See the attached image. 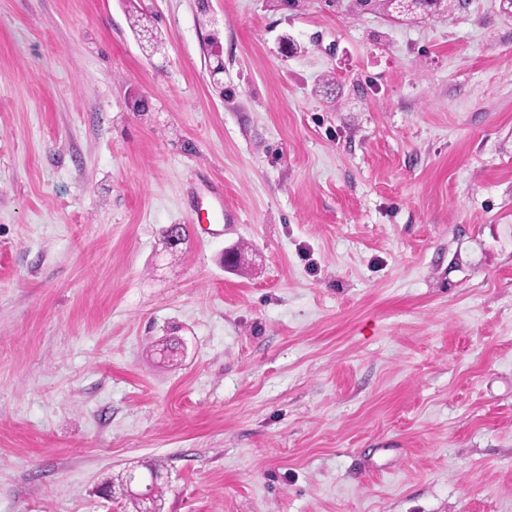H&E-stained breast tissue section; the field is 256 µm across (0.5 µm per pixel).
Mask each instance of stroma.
<instances>
[{
  "label": "stroma",
  "instance_id": "35a3bbf8",
  "mask_svg": "<svg viewBox=\"0 0 512 512\" xmlns=\"http://www.w3.org/2000/svg\"><path fill=\"white\" fill-rule=\"evenodd\" d=\"M349 4L0 0V512H512V17Z\"/></svg>",
  "mask_w": 512,
  "mask_h": 512
}]
</instances>
